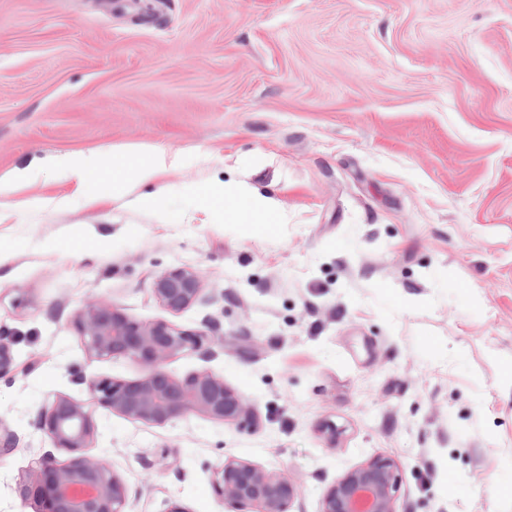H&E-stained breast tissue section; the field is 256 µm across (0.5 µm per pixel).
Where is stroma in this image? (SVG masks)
<instances>
[{"mask_svg": "<svg viewBox=\"0 0 512 512\" xmlns=\"http://www.w3.org/2000/svg\"><path fill=\"white\" fill-rule=\"evenodd\" d=\"M176 155L148 193L112 195L145 148ZM95 152L84 189L54 157ZM0 512L53 449L37 421L87 380L139 378L89 355L92 300L204 334L169 357L241 393L245 422L102 412L86 453L131 512H236L229 459L299 485L289 512L377 456L396 512H512V0H0ZM270 186L285 223L228 224L185 188ZM67 206H56L60 197ZM196 273L172 311L154 285Z\"/></svg>", "mask_w": 512, "mask_h": 512, "instance_id": "obj_1", "label": "stroma"}]
</instances>
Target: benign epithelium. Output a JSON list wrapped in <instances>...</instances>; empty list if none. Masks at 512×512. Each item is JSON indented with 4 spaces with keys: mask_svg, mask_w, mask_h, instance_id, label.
Listing matches in <instances>:
<instances>
[{
    "mask_svg": "<svg viewBox=\"0 0 512 512\" xmlns=\"http://www.w3.org/2000/svg\"><path fill=\"white\" fill-rule=\"evenodd\" d=\"M197 274L175 270L158 279L155 292L172 310L189 306L200 294ZM88 352L100 359L127 357L145 367L137 380L110 378L88 382L89 397L76 402L53 400L39 417V426L53 448L70 458L56 463L46 451L30 469L23 493L35 512H129V491L107 462L86 454L95 431V414L102 410L150 424L162 425L199 413L219 421L249 415L244 397L224 381L207 373L172 378L163 364L187 346L196 347L201 335L180 331L167 323L146 325L123 309L102 301L88 302L75 316ZM9 335L0 330V378L10 373ZM216 493L239 512H288L298 485L241 461H226L216 471ZM399 477L395 462L375 457L349 471L325 492L320 512H396Z\"/></svg>",
    "mask_w": 512,
    "mask_h": 512,
    "instance_id": "7a95c632",
    "label": "benign epithelium"
}]
</instances>
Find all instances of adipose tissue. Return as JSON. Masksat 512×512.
<instances>
[{
    "label": "adipose tissue",
    "mask_w": 512,
    "mask_h": 512,
    "mask_svg": "<svg viewBox=\"0 0 512 512\" xmlns=\"http://www.w3.org/2000/svg\"><path fill=\"white\" fill-rule=\"evenodd\" d=\"M148 159L137 164L127 178L116 179L112 182V194L122 197L134 194L137 204L155 207L159 204L157 194H136L138 186L155 182L158 176L169 165L168 155L160 150L152 149L147 153ZM203 201L209 202L222 199L226 207L224 209V221L228 224L237 223L240 216H247L253 224H271L280 220V208L276 198L259 186L243 180L231 179L225 181L222 188L210 189L202 193Z\"/></svg>",
    "instance_id": "adipose-tissue-1"
}]
</instances>
